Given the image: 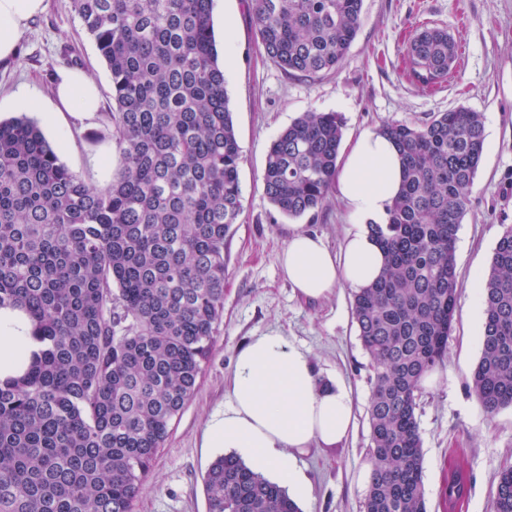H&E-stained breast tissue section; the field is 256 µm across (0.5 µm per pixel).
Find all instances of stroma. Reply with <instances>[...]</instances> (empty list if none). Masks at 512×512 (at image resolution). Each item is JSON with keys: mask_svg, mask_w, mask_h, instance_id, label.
Here are the masks:
<instances>
[{"mask_svg": "<svg viewBox=\"0 0 512 512\" xmlns=\"http://www.w3.org/2000/svg\"><path fill=\"white\" fill-rule=\"evenodd\" d=\"M215 37L229 43L225 59L229 109L242 150L243 212L224 241V316L195 393L174 418L133 512H207L203 477L220 449L203 445L216 411L229 406L239 349L276 331L306 352L322 378L343 382L355 422L344 441L310 449L298 461L310 495L301 512H363L369 484L367 407L370 358L352 313L353 290L340 286L310 301L294 292L279 256L288 217L262 184L267 149L300 113L339 112L343 146L384 123H421L466 107L485 116L482 161L455 247L458 300L448 358L434 383L423 386L416 410L422 442L428 512H492L498 470L512 464V408L487 416L471 388L481 354L484 314L472 303L475 275L486 274L505 225H512V0H364L363 24L337 71L316 78L286 75L255 36L250 0H215ZM443 27L465 43V54L445 86L423 89L406 75L403 42L422 25ZM77 69L97 83L100 112H61L44 135L67 167L86 182L105 186L121 163L105 114L112 111L108 68L86 34L72 0H45L43 12L22 28L15 57L0 60V120L19 115L16 96L51 107L53 88ZM303 224L339 250L353 220L338 196ZM460 460L469 493L456 508L445 500L449 465Z\"/></svg>", "mask_w": 512, "mask_h": 512, "instance_id": "obj_1", "label": "stroma"}]
</instances>
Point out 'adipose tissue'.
<instances>
[{"label":"adipose tissue","mask_w":512,"mask_h":512,"mask_svg":"<svg viewBox=\"0 0 512 512\" xmlns=\"http://www.w3.org/2000/svg\"><path fill=\"white\" fill-rule=\"evenodd\" d=\"M43 6L44 0H0V60L15 55L22 27ZM56 97L69 112L89 114L99 107L97 83L82 71L63 75ZM401 181L393 141L362 133L336 173L337 194L355 221L341 251L331 252L320 237L302 228L288 234L280 266L301 296L323 299L338 285L359 289L379 276L383 254L370 227L385 222ZM38 347L26 314L0 308V379L22 373ZM229 395V407L208 425L209 447L237 449L252 470L270 475L295 498L308 494L298 456L312 447L335 448L354 425L345 387L322 380L309 356L276 332L240 349Z\"/></svg>","instance_id":"1"}]
</instances>
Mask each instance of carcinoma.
<instances>
[{
	"instance_id": "1",
	"label": "carcinoma",
	"mask_w": 512,
	"mask_h": 512,
	"mask_svg": "<svg viewBox=\"0 0 512 512\" xmlns=\"http://www.w3.org/2000/svg\"><path fill=\"white\" fill-rule=\"evenodd\" d=\"M213 0H73L112 80L105 113L122 164L105 187L66 165L25 115L0 121V308L40 343L0 381V512H132L171 421L194 394L224 314V239L243 212L241 149L212 23ZM363 0H251L259 41L289 76L337 69ZM408 77L448 82V30L403 47ZM344 119L304 112L270 143L264 192L283 215L316 216L334 188ZM380 132L405 160L384 224V271L353 294L371 359V474L364 512H427L416 417L423 377L447 356L455 240L471 206L484 116L465 107ZM472 389L489 416L512 407V225L483 285ZM207 512H300L234 453L204 477ZM468 479L455 467L450 507ZM493 512H512V467Z\"/></svg>"
}]
</instances>
